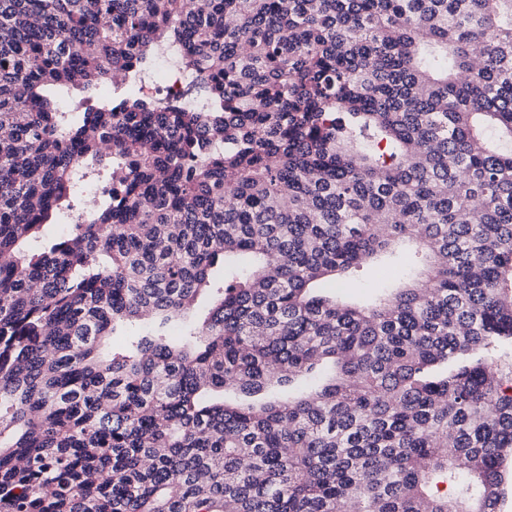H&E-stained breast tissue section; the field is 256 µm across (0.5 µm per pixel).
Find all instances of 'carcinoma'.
I'll return each mask as SVG.
<instances>
[{"mask_svg":"<svg viewBox=\"0 0 512 512\" xmlns=\"http://www.w3.org/2000/svg\"><path fill=\"white\" fill-rule=\"evenodd\" d=\"M501 343L512 0H0V512H497ZM136 88L139 95L153 98L160 106L177 102L191 107L195 102L192 81L178 68L166 47L158 51L151 73ZM405 274L406 268L401 265L394 266L393 268H370L358 278L342 281L340 283V288L343 296L349 299H358L366 295L381 281L403 277Z\"/></svg>","mask_w":512,"mask_h":512,"instance_id":"1","label":"carcinoma"}]
</instances>
